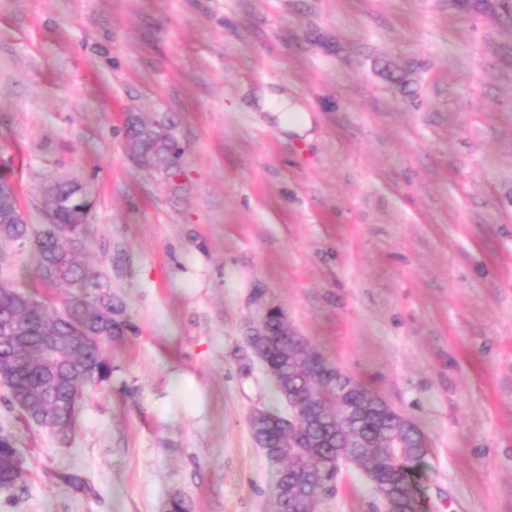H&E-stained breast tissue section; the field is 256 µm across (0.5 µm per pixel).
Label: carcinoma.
Here are the masks:
<instances>
[{
	"mask_svg": "<svg viewBox=\"0 0 512 512\" xmlns=\"http://www.w3.org/2000/svg\"><path fill=\"white\" fill-rule=\"evenodd\" d=\"M160 127V122L130 117L126 136L133 151L163 152L167 169H176L180 158L166 154L165 147L153 136V130ZM47 196L49 210L47 222L41 225V248L34 253L35 271L43 283L65 290L64 307L51 312L35 295H30L27 302L24 290L0 281V381H5L22 401L19 410H36L45 423L51 424L80 413L90 389L102 390L111 383L112 362L103 345L113 336L124 335L128 325L122 318V307L112 301L106 277L80 265L75 251L66 244L67 235L80 228L77 218L84 212L91 213L90 196L73 181L53 184ZM31 234V224L19 211L14 186L0 178V248L24 246ZM79 280L95 283L99 292L84 298L74 296L71 285ZM280 316L282 311L268 310V329L278 344L259 342L255 348L280 373L277 390L284 400L299 408L305 424L297 431L279 421L260 424L250 420L253 431H262L271 457L285 462L277 486L288 488L296 503L291 506L278 497L277 512H312L317 491L311 469L335 461L341 452L365 471L371 483L402 490L406 512H422L423 499L418 497L414 467L424 452L405 430V418L377 403L362 384L345 400L358 413L347 423L337 421L334 403L320 410L307 404L305 393L313 386L329 384L331 368L305 337L295 332L282 335ZM8 335L24 337L23 344L6 339ZM48 337L65 339L52 362L44 350ZM390 438L400 439L405 447L389 446ZM21 459L16 436L0 433L1 495L27 489L28 482L15 480Z\"/></svg>",
	"mask_w": 512,
	"mask_h": 512,
	"instance_id": "cac0c4a2",
	"label": "carcinoma"
}]
</instances>
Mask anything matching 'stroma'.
Listing matches in <instances>:
<instances>
[{
  "mask_svg": "<svg viewBox=\"0 0 512 512\" xmlns=\"http://www.w3.org/2000/svg\"><path fill=\"white\" fill-rule=\"evenodd\" d=\"M287 94L283 131L256 107ZM172 122L178 170L136 165L130 114ZM0 172L31 224L45 190L94 200L78 260L124 308L59 443L0 391L28 488L0 512H276L281 410L247 339L271 308L412 420L434 512H512V20L457 0H0ZM0 279L61 308L30 249ZM203 418L164 419L168 366ZM76 474L78 483L67 481ZM343 465L313 512H379ZM262 106L264 110H269L271 113L278 115L279 125L284 130L300 131L309 124L307 114L300 112L298 108L290 107L288 101L284 99L265 98Z\"/></svg>",
  "mask_w": 512,
  "mask_h": 512,
  "instance_id": "obj_1",
  "label": "stroma"
}]
</instances>
